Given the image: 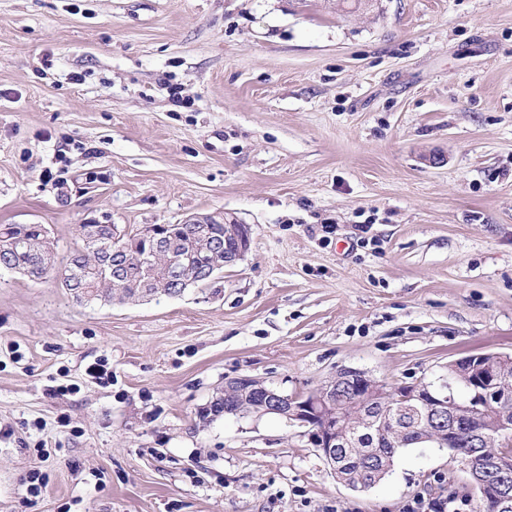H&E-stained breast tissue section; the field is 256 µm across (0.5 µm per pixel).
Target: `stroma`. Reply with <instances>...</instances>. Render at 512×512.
<instances>
[{
  "label": "stroma",
  "instance_id": "stroma-1",
  "mask_svg": "<svg viewBox=\"0 0 512 512\" xmlns=\"http://www.w3.org/2000/svg\"><path fill=\"white\" fill-rule=\"evenodd\" d=\"M200 215L250 246L179 297L0 269V512H472L447 449L355 491L307 427L207 409L239 376L299 397L512 354V0H0V224L64 258L82 224Z\"/></svg>",
  "mask_w": 512,
  "mask_h": 512
}]
</instances>
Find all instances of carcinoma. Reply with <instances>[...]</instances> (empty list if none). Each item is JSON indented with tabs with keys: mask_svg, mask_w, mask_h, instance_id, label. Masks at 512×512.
Listing matches in <instances>:
<instances>
[{
	"mask_svg": "<svg viewBox=\"0 0 512 512\" xmlns=\"http://www.w3.org/2000/svg\"><path fill=\"white\" fill-rule=\"evenodd\" d=\"M79 234L83 247L72 252L62 268L57 267V252L51 233L42 224H1L0 251L17 240H25L28 248L18 250L16 262L23 268L38 272L41 280L53 277L61 287L76 298L85 295L87 302H137L145 296L158 294L179 296L181 288L162 272L154 271L142 261L146 238L158 239L161 254L156 264L176 256L182 280L187 286L205 283L208 269L224 270V251L215 247L224 242V223L212 219L210 224H152L141 231L129 233L117 224H81ZM337 399L345 403L344 422L352 438L364 433V422L379 425L382 409L369 402H355L351 389L340 386ZM261 391H240L230 381L224 395L212 402L215 416L244 415L263 411ZM496 411L483 417L463 415L458 421L456 448L461 454L476 455L478 469L493 467L497 460H506L512 467V443L503 444L495 429ZM436 426L423 412L409 410L386 426V434L375 433L352 447L338 449L346 455L339 459L337 477L354 488L371 487L391 471L395 458L407 448L423 444L421 437L433 435Z\"/></svg>",
	"mask_w": 512,
	"mask_h": 512,
	"instance_id": "carcinoma-1",
	"label": "carcinoma"
}]
</instances>
